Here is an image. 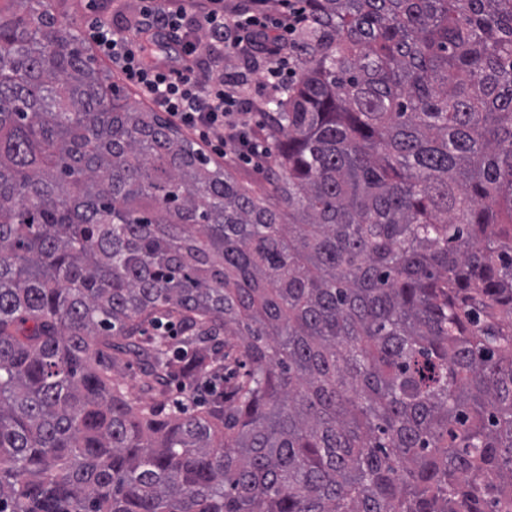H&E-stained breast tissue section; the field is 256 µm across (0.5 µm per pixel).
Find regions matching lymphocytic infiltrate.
<instances>
[{
	"mask_svg": "<svg viewBox=\"0 0 512 512\" xmlns=\"http://www.w3.org/2000/svg\"><path fill=\"white\" fill-rule=\"evenodd\" d=\"M264 0H243L234 15L224 12V0H200L193 26H186L183 10H169L158 0H138L134 18L115 27L92 18L86 40L112 62L125 81L149 101L190 130L212 152L229 161H248L269 152L267 138L254 132L252 106L246 98L244 73H218L219 58L242 52L270 63L272 91H280L282 71L295 56L294 36L307 22L297 0H282V11L267 21ZM216 69V77L201 79L194 60Z\"/></svg>",
	"mask_w": 512,
	"mask_h": 512,
	"instance_id": "lymphocytic-infiltrate-1",
	"label": "lymphocytic infiltrate"
}]
</instances>
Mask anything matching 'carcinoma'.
<instances>
[{"label": "carcinoma", "instance_id": "1", "mask_svg": "<svg viewBox=\"0 0 512 512\" xmlns=\"http://www.w3.org/2000/svg\"><path fill=\"white\" fill-rule=\"evenodd\" d=\"M66 2L0 0V512H512V0H307L273 196ZM204 380L197 381L191 388L184 389L181 386H173L167 395V404L171 410L192 411L200 410L202 406H198L200 399L206 398L205 392L208 390L204 387Z\"/></svg>", "mask_w": 512, "mask_h": 512}]
</instances>
